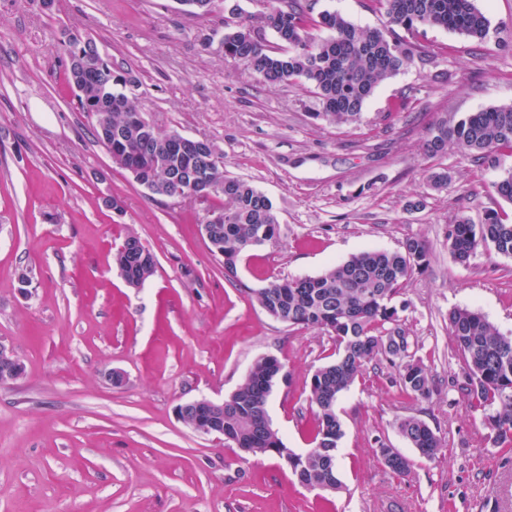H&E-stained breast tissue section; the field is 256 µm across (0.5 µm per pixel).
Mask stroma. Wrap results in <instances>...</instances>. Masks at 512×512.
<instances>
[{"mask_svg": "<svg viewBox=\"0 0 512 512\" xmlns=\"http://www.w3.org/2000/svg\"><path fill=\"white\" fill-rule=\"evenodd\" d=\"M308 2L364 29L385 23L374 0ZM275 4L216 0L196 15L181 0H0V342L24 365L0 384V512H512V448L494 446L458 389L464 369L448 336L457 307L512 334V257L481 249L461 265L446 238L463 214L512 219L496 191L512 153L489 164L425 150L429 130L512 104V0H476L486 41L419 31L424 58L383 82L359 122L341 125L317 118L312 89L267 83L225 56L229 7L272 44L260 19ZM69 31L134 79L160 132L207 140L228 175L272 201L279 236L245 253L235 276L201 234L205 204L148 192L74 107L61 47ZM439 168L451 178L441 191L428 180ZM130 231L156 263L138 288L113 262ZM411 238L426 244L427 263L391 304L433 392L404 397L389 364L366 367L338 404L340 490L305 489L283 460L238 455L179 420V405L227 399L271 355L283 366L272 426L285 447L311 448L310 381L336 344L274 319L254 294ZM408 416L438 431L435 459L400 436ZM381 443L413 460L408 477L388 472Z\"/></svg>", "mask_w": 512, "mask_h": 512, "instance_id": "obj_1", "label": "stroma"}]
</instances>
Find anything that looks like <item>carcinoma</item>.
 <instances>
[{"label":"carcinoma","mask_w":512,"mask_h":512,"mask_svg":"<svg viewBox=\"0 0 512 512\" xmlns=\"http://www.w3.org/2000/svg\"><path fill=\"white\" fill-rule=\"evenodd\" d=\"M387 17L382 29L363 30L336 12L313 15L300 0H278L263 16L276 34L277 44L252 39L253 29L237 25L224 33V55L247 58L271 84L297 80L313 88L322 106L320 115L333 124L356 121L375 88L395 75L417 47L401 37L426 27H441L483 42L490 37V22L475 0H375ZM83 38L64 42L65 75L77 108L106 115L95 121L97 140L110 150L112 162L122 169H136L147 179L155 156L164 149L168 135L147 130L133 120L137 100L112 84V64L101 70L86 69L79 57ZM478 159H495L504 149L512 151V104L494 105L473 112L453 126H439L429 133L430 156L444 153L448 145ZM166 175L191 184L186 194L207 205V211L224 214V222L209 225L212 236L224 244L220 258L224 270L236 273L249 250L247 241L257 225L269 227L268 240L279 235V221L272 201L248 182L224 174L219 164L192 156L172 158ZM221 184L223 189L211 191ZM448 251L465 264L480 248L512 257V222L494 209L475 224L465 215L448 225ZM128 252L113 260L130 279L143 283L155 272L154 258L141 259L145 246L130 234ZM427 260V248L418 239L407 240L396 251H366L332 266L315 277L272 282L255 293L258 304L276 320L290 326L317 327L335 337L336 358L319 367L311 378L309 403L316 421L314 447L307 454L291 453L289 468L299 483L340 488L336 451L344 437L336 412L342 394L363 374L366 366L382 360L398 372L400 392L415 399L430 397V372L409 354V343L397 325V311L388 305L412 273ZM392 328L387 329L385 325ZM450 341L466 370L472 406L488 420L490 438L498 447H512V336H505L473 309L448 313ZM278 360L258 358L250 376L233 392L234 410L224 414V429L241 440L251 455H278L284 449L268 415V399ZM399 434L426 459L442 445L437 431L418 417L398 423Z\"/></svg>","instance_id":"obj_1"}]
</instances>
